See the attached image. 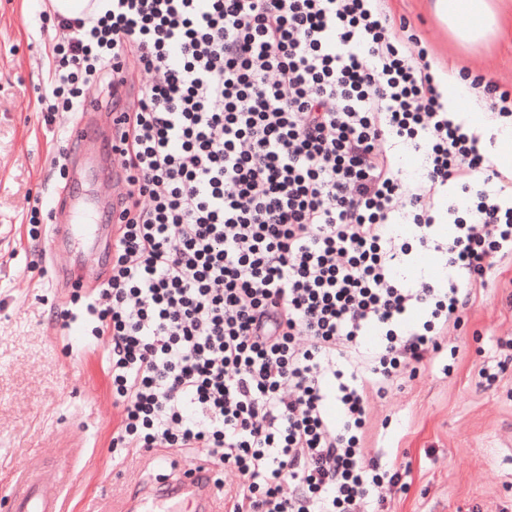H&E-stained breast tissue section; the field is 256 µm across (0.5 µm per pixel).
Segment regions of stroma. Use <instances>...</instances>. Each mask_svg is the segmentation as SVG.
<instances>
[{
    "label": "stroma",
    "instance_id": "stroma-1",
    "mask_svg": "<svg viewBox=\"0 0 512 512\" xmlns=\"http://www.w3.org/2000/svg\"><path fill=\"white\" fill-rule=\"evenodd\" d=\"M426 0H385L429 47L435 65L466 69L512 88V39L457 44L425 6ZM42 0H0V500L10 477L29 461L69 464L76 479L70 512H110L112 500L140 471L139 454L112 458L121 409L112 399L110 354L85 323L64 327L72 289L58 287L46 237L30 238L34 199L53 205L65 184L54 158L77 120L59 112L38 117L39 101L56 65L42 27ZM474 290L453 371L444 361L385 398L370 402L369 456L386 467H410L407 492L393 493L387 512H512V368L490 387L481 369L495 370L512 338L507 281Z\"/></svg>",
    "mask_w": 512,
    "mask_h": 512
}]
</instances>
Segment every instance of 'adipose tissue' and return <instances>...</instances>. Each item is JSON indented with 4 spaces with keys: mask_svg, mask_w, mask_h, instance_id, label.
<instances>
[{
    "mask_svg": "<svg viewBox=\"0 0 512 512\" xmlns=\"http://www.w3.org/2000/svg\"><path fill=\"white\" fill-rule=\"evenodd\" d=\"M431 9L457 43L512 37V0H433Z\"/></svg>",
    "mask_w": 512,
    "mask_h": 512,
    "instance_id": "obj_1",
    "label": "adipose tissue"
}]
</instances>
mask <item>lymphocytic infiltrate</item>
<instances>
[{
	"label": "lymphocytic infiltrate",
	"mask_w": 512,
	"mask_h": 512,
	"mask_svg": "<svg viewBox=\"0 0 512 512\" xmlns=\"http://www.w3.org/2000/svg\"><path fill=\"white\" fill-rule=\"evenodd\" d=\"M104 2L54 17L41 112L146 75L117 116L128 189L85 305L123 408L113 452L198 451L237 472L229 512H377L409 473L368 457V399L415 380L512 256V178L381 0ZM471 85L512 127V90ZM430 248L445 284L395 277Z\"/></svg>",
	"instance_id": "obj_1"
}]
</instances>
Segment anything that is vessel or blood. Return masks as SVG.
Returning a JSON list of instances; mask_svg holds the SVG:
<instances>
[{"label": "vessel or blood", "instance_id": "obj_1", "mask_svg": "<svg viewBox=\"0 0 512 512\" xmlns=\"http://www.w3.org/2000/svg\"><path fill=\"white\" fill-rule=\"evenodd\" d=\"M105 110V105L97 103L84 106L72 132L70 153L80 165L57 192L48 239L50 254L68 258L67 264L57 268L61 281L77 277L88 264L77 252V244L87 243L103 252L112 246V227L102 217L117 206L113 189L124 184L125 171L111 150L117 139L116 123L102 131L90 121ZM86 178L98 183L99 191L92 203L82 204L75 200L76 185ZM147 466L149 475L135 483L116 512H224V496L217 489L211 464L196 460L177 467L159 451L149 456ZM66 478V471L46 474L36 466L18 475L10 493L13 512H65L61 495Z\"/></svg>", "mask_w": 512, "mask_h": 512}]
</instances>
